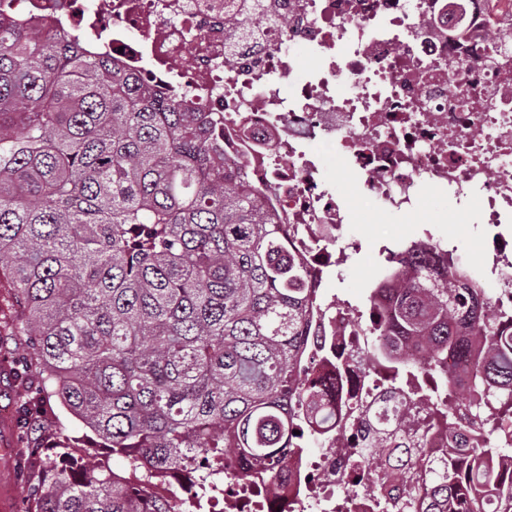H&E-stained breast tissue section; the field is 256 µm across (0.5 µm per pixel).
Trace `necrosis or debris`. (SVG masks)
<instances>
[{
  "label": "necrosis or debris",
  "mask_w": 512,
  "mask_h": 512,
  "mask_svg": "<svg viewBox=\"0 0 512 512\" xmlns=\"http://www.w3.org/2000/svg\"><path fill=\"white\" fill-rule=\"evenodd\" d=\"M30 26L85 39L186 111L224 118V162L246 165L312 278L339 275L348 205L328 183L324 149L379 212L412 218L420 193L453 197L479 221L476 273L495 287L481 322L512 335V53L494 54V23L512 0H14ZM459 60L457 68L448 63ZM313 370L334 415L317 455L284 456L273 476L224 473L220 512H380L383 495L419 512L421 494L368 488L359 463L381 430L438 460L487 431L475 403L449 407L432 373L414 383L373 359L345 301L323 306ZM453 409V427L443 424Z\"/></svg>",
  "instance_id": "obj_1"
}]
</instances>
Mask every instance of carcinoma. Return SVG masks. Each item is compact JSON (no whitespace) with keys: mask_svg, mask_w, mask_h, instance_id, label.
I'll use <instances>...</instances> for the list:
<instances>
[{"mask_svg":"<svg viewBox=\"0 0 512 512\" xmlns=\"http://www.w3.org/2000/svg\"><path fill=\"white\" fill-rule=\"evenodd\" d=\"M215 117L178 100L81 37L12 19L0 0L1 336H25L33 376L125 460L124 481L69 439L29 466L27 512H214L224 467L274 474L307 436L298 407H324L302 376L312 291L288 252V225L245 166H224ZM398 273L379 324L401 362L454 350L480 288ZM489 368L466 397L498 383L512 395V335L482 332ZM299 434H294V431ZM512 433L448 465L380 443L377 470L418 467L427 512H512V472L499 469ZM188 472L184 508L163 494Z\"/></svg>","mask_w":512,"mask_h":512,"instance_id":"cac0c4a2","label":"carcinoma"}]
</instances>
